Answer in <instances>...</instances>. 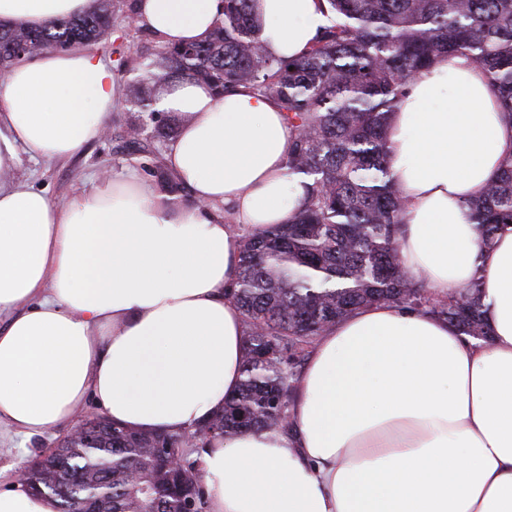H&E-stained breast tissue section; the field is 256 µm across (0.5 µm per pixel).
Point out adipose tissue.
Here are the masks:
<instances>
[{
	"label": "adipose tissue",
	"mask_w": 512,
	"mask_h": 512,
	"mask_svg": "<svg viewBox=\"0 0 512 512\" xmlns=\"http://www.w3.org/2000/svg\"><path fill=\"white\" fill-rule=\"evenodd\" d=\"M93 0H0V22L41 29ZM264 50L300 55L328 20L319 0H252ZM220 0H137L167 46L204 39ZM119 99L110 62L81 46L14 63L0 79V438L53 433L94 405L146 432H190L242 379L245 328L226 291L240 240L287 223L310 180L289 174L274 100L216 95L184 77L154 108L186 114L169 144L184 195L134 165L66 203L13 178L98 139ZM389 165L406 200L403 267L436 297L478 281L488 339L398 305H369L318 337L286 430L212 439L208 512H512V225L484 245L468 202L512 155L485 71L444 55L392 113ZM235 221H224L225 213ZM0 512H58L21 482Z\"/></svg>",
	"instance_id": "obj_1"
}]
</instances>
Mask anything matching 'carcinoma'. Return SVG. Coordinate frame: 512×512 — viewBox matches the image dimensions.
I'll list each match as a JSON object with an SVG mask.
<instances>
[{
	"label": "carcinoma",
	"instance_id": "carcinoma-1",
	"mask_svg": "<svg viewBox=\"0 0 512 512\" xmlns=\"http://www.w3.org/2000/svg\"><path fill=\"white\" fill-rule=\"evenodd\" d=\"M124 0H97L82 17L43 29L0 25V68L22 47L49 49L100 41ZM332 15L321 38L288 59L265 53L251 0H224L201 42L158 46L138 64L158 84L187 76L221 93L245 86L274 99L291 131L288 172L309 177L305 208L288 223L240 242L232 298L245 325L242 379L224 408L191 433L126 429L105 416L81 421L82 432L48 448L26 467L24 485L81 512L100 492L101 512H207L201 451L213 438L289 426L294 383L316 339L359 308L407 305L485 339L479 283L433 298L407 271L397 250L406 201L388 161L389 118L406 85L438 57L462 53L486 72L512 123V0H326ZM140 115L117 135L116 156L139 164L162 190L179 193L166 158L172 130L156 126L150 88L130 89ZM484 244L512 225V158L484 194L468 204ZM176 460L167 463L166 457Z\"/></svg>",
	"mask_w": 512,
	"mask_h": 512
}]
</instances>
